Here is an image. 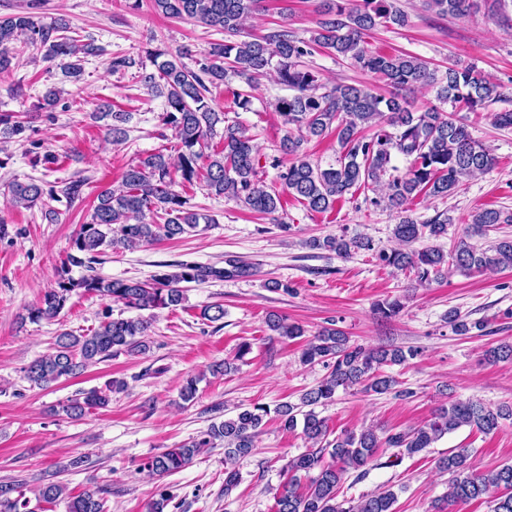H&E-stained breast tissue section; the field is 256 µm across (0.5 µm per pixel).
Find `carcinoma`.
<instances>
[{
    "instance_id": "cac0c4a2",
    "label": "carcinoma",
    "mask_w": 512,
    "mask_h": 512,
    "mask_svg": "<svg viewBox=\"0 0 512 512\" xmlns=\"http://www.w3.org/2000/svg\"><path fill=\"white\" fill-rule=\"evenodd\" d=\"M156 11L171 18L194 21L228 37L238 35L246 21L258 10L261 0H152ZM319 0L321 16L310 40L297 38L284 24L262 36L240 42L212 43L193 69L182 62L190 54L183 48L176 53L149 52L155 71L141 74L142 84L152 96L164 99L165 124L171 126L180 141L176 159L161 151L150 153L128 167L117 188H105L97 196L89 219L72 241L73 253L68 263L84 267L88 274L78 279L62 269L57 287L49 290L28 309L35 322L57 317L72 293L94 294L129 309L150 310L180 305L184 300L182 282L222 280L224 276L251 274V267L233 264L232 269L183 263L177 272H159L149 281L131 278L105 279L95 274L105 250H133L162 238H173L197 231L213 218L194 209L189 198L175 190L179 183L199 179L210 193L227 197L249 210L272 215L280 207V194L266 187L258 178L259 154L253 137L236 124L224 127L221 148L210 144L216 125L224 121L205 100L210 87L224 82L227 74L238 77L253 90L258 80L268 74L292 91L277 101L276 109L286 127L280 141L283 159L279 179L283 190L307 209L325 213L336 206L355 187L383 186L384 193L371 199L399 214L392 235L398 246L380 249L377 260L386 267L414 273L420 284L438 280L453 266L463 272L512 268V238H502L486 247L473 243L485 239L501 224H512V211L485 208L471 215L458 240L448 252L432 245L414 250L411 244L421 238L439 239L448 234L453 218L438 215L419 223L406 215L407 206L420 195L446 197L454 192L461 178L492 169L495 157L491 149L475 140L467 125L443 112L436 105L421 112L412 109L409 95L418 89H431L436 100L452 108L475 112L502 100L498 84L492 82L473 64H453L444 72L430 66L421 57L399 51L381 54L365 46V36L379 26H404L408 15L396 5L397 0ZM424 8L440 16L467 17L479 8L478 0H423ZM41 0H31L28 10L0 18V74L9 72L16 56V43L45 49V58L57 63L70 81L83 75V62L100 55L94 40L83 41L71 35L63 16L50 20L34 14ZM325 49L351 61L357 68L377 75L388 93L361 86L335 85L331 88L305 64V58ZM64 90L48 88L38 110L52 111ZM109 118L107 134L118 145L126 139L128 112H103ZM336 129L339 145L336 166L321 168L307 159L303 145ZM30 126L11 112L0 113V138L20 135ZM403 155L410 166L401 171L393 158ZM87 185L85 178H71L46 189L35 179L14 180L7 185L17 208L44 211L49 222L58 212L46 200L80 199ZM157 221L147 223L146 214ZM313 249L326 250L347 259L361 250L372 251V241L361 234L328 235L309 241ZM403 308L397 300L376 303L375 311L383 318L397 316ZM446 322L458 336L483 330L484 321H470L459 311L450 310ZM267 327L282 338L295 339L304 329L271 314ZM148 322L141 318H106L97 329L76 335L63 332L52 351L32 361L23 369L24 379L33 387L47 389L62 378L74 377L88 367L118 353L145 352L149 349ZM418 350L400 347L369 349L350 342L346 333L324 327L305 345L304 364L321 363L327 369L318 384L305 391L297 404L284 402L275 408L281 426L293 430L302 426L304 436L317 445L294 458L286 467L288 480L275 496V512H395L396 493L389 487L356 499L337 501V491L345 476L356 473L361 479L376 466L382 447L396 449L395 462L424 452L443 436L462 427L489 434L500 422L512 419V405H487L480 400L454 399L439 407L422 426L380 437L373 427L358 432L346 431L328 440L326 419L315 408L332 402L340 389L356 386L366 393L384 394L395 388L394 377L381 371L387 365H401L416 358ZM489 361L512 362V343L503 341L486 351ZM125 382L110 380L103 388L80 391L62 406L71 417H81L88 410L108 406L112 393L124 389ZM270 409L255 405L213 423L199 438L177 448H169L147 459L141 470L164 477L191 464L204 448L224 442L225 463L249 455L255 438L262 431ZM330 461H324V456ZM472 450L457 448L439 458L438 468L450 475L446 506L464 504L485 496L493 499V512H512V464L504 463L486 472L469 469ZM307 479L301 489V479ZM0 512H33L22 485L0 483ZM68 512H105V502L95 492H85L68 501Z\"/></svg>"
}]
</instances>
